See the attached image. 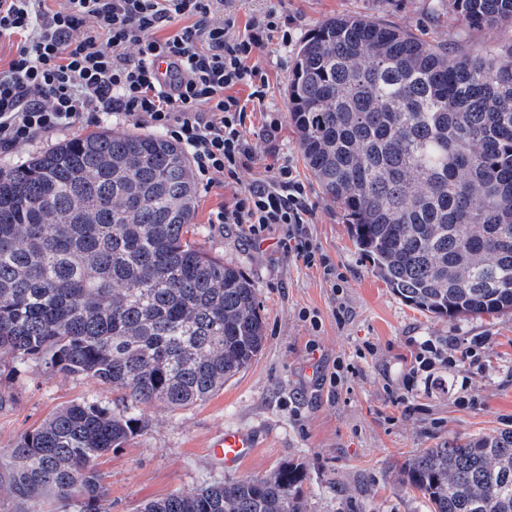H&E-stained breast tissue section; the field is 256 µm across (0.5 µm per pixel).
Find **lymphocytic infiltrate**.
<instances>
[{"instance_id":"1","label":"lymphocytic infiltrate","mask_w":512,"mask_h":512,"mask_svg":"<svg viewBox=\"0 0 512 512\" xmlns=\"http://www.w3.org/2000/svg\"><path fill=\"white\" fill-rule=\"evenodd\" d=\"M224 0H0V37L21 36L0 69V152L92 121L124 115L182 144L206 189L226 186L258 161L248 110L262 105L266 81L256 61L293 32L277 11L238 27ZM175 26L166 34L167 26ZM168 59L165 74L155 63ZM247 95H240V88ZM235 191L219 224L274 233L283 253L305 266L318 247L307 226L314 205L292 163Z\"/></svg>"}]
</instances>
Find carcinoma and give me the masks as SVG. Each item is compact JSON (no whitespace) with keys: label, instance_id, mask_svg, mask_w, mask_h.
<instances>
[{"label":"carcinoma","instance_id":"obj_1","mask_svg":"<svg viewBox=\"0 0 512 512\" xmlns=\"http://www.w3.org/2000/svg\"><path fill=\"white\" fill-rule=\"evenodd\" d=\"M472 27L512 0H448ZM298 146L355 246L404 302L450 319L512 310V43L467 51L360 17L320 24L288 79ZM196 183L161 135L102 131L0 172V363L121 392L60 409L8 449L23 503L108 512L95 463L141 406L201 402L262 351L256 289L187 239ZM431 512H512V431L403 466ZM304 475L226 477L143 512H305Z\"/></svg>","mask_w":512,"mask_h":512}]
</instances>
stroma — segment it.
Returning <instances> with one entry per match:
<instances>
[{"mask_svg": "<svg viewBox=\"0 0 512 512\" xmlns=\"http://www.w3.org/2000/svg\"><path fill=\"white\" fill-rule=\"evenodd\" d=\"M239 23L268 9L294 21L291 45L272 46L256 61L268 81L264 111L254 113L250 138L261 158L242 183L267 177L273 156L288 158L315 205L309 232L336 270L288 258L272 235L256 240L239 225L211 223L232 188L198 193L195 242L238 266L257 291L267 339L251 365L223 389L192 407L156 402L147 425L100 457L110 512H142L152 500L191 491L224 477L209 457L224 428L255 433L257 445L233 476L262 477L293 464L303 472L306 512H430L428 501L404 483L401 467L424 449L453 438L512 430V310L454 320L403 302L354 245L350 220L323 194L304 165L288 121V76L299 46L324 20L360 15L405 28L443 46L475 49L512 42V24L464 25L437 0H236ZM282 121L265 135V115ZM484 342L477 363L436 365L432 376L411 375L421 343ZM341 366L337 389L324 375ZM120 392L94 380L37 364L0 367V512H27L11 492L3 449L62 407L85 398L118 405Z\"/></svg>", "mask_w": 512, "mask_h": 512, "instance_id": "35a3bbf8", "label": "stroma"}]
</instances>
